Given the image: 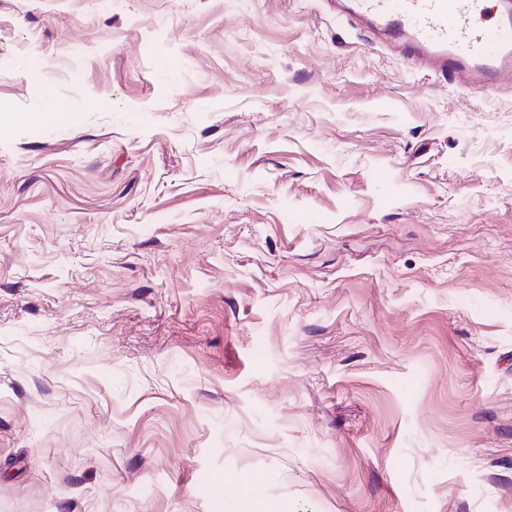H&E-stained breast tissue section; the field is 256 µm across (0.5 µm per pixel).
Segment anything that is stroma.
<instances>
[{
  "mask_svg": "<svg viewBox=\"0 0 512 512\" xmlns=\"http://www.w3.org/2000/svg\"><path fill=\"white\" fill-rule=\"evenodd\" d=\"M245 498L512 512V78L331 0H0V512Z\"/></svg>",
  "mask_w": 512,
  "mask_h": 512,
  "instance_id": "obj_1",
  "label": "stroma"
}]
</instances>
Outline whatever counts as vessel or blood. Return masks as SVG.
<instances>
[{"mask_svg":"<svg viewBox=\"0 0 512 512\" xmlns=\"http://www.w3.org/2000/svg\"><path fill=\"white\" fill-rule=\"evenodd\" d=\"M484 0H342L346 13L394 39L419 65L462 82L512 74V12L481 26Z\"/></svg>","mask_w":512,"mask_h":512,"instance_id":"b4317fda","label":"vessel or blood"}]
</instances>
